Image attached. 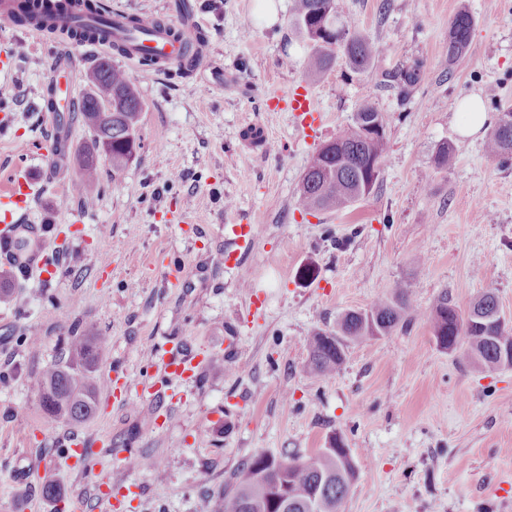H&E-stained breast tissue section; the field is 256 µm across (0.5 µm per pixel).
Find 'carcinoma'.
<instances>
[{"mask_svg": "<svg viewBox=\"0 0 512 512\" xmlns=\"http://www.w3.org/2000/svg\"><path fill=\"white\" fill-rule=\"evenodd\" d=\"M340 0H295L291 27L308 40L310 53L306 71L318 77L338 58L346 60L356 74L372 72L385 55L379 41L357 31ZM20 25L37 24L54 32L51 15L32 0H23L13 13ZM474 18L462 9L448 27V61L464 57L470 47ZM202 37L190 33L183 43L180 72L194 70L200 56L190 53ZM399 91L419 79L417 69H396L384 73ZM143 104L128 73L109 58H102L91 70L90 87L79 112L90 134L89 145L80 155V176L93 184L98 180L100 157L112 163V180L121 177L135 159L140 142L138 130ZM390 115L371 104L362 105L352 124L322 144L310 157L296 193L297 209L306 213L344 210L370 195L378 186L387 163L386 134ZM485 149L492 157H512V105L500 110L486 137ZM455 151L448 144L436 155L435 165L447 170L454 164ZM499 313L495 291L479 295L463 312L442 293L427 318L436 345L453 352L464 347L465 356L485 367L502 364L500 350L512 346V327L497 324L488 329L482 318ZM421 315L409 292L400 288L390 299L376 302L367 312L349 310L333 331L317 330L308 341L309 368L330 375L341 368L346 349L352 343L389 334L400 323ZM71 361L46 368L38 380L40 405L54 420L80 423L95 412L99 382L96 366L103 346L101 338L88 333L73 336ZM356 471L349 449L341 440L299 458H277L265 452L251 456L231 477L232 493L221 492L211 501V512H341Z\"/></svg>", "mask_w": 512, "mask_h": 512, "instance_id": "1", "label": "carcinoma"}]
</instances>
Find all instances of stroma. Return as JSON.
I'll list each match as a JSON object with an SVG mask.
<instances>
[{"label":"stroma","mask_w":512,"mask_h":512,"mask_svg":"<svg viewBox=\"0 0 512 512\" xmlns=\"http://www.w3.org/2000/svg\"><path fill=\"white\" fill-rule=\"evenodd\" d=\"M208 36L195 73L126 70L143 102L141 149L120 179L108 159L97 183L79 175L89 134L78 113L44 112L49 78L77 95L98 56L71 47L76 75L52 74L54 39L0 25L15 46V76L0 85V187L32 177L37 194L18 218L22 237L48 238L57 268L0 270V512H48L54 500L28 479L88 498L112 478L140 485L118 512H208L213 493L252 455H309L343 440L356 479L343 512H512V368L490 371L439 349L423 316L441 293L468 308L495 290L512 325V160L488 157L485 132L457 133L459 99L481 96L489 123L512 105V0H341L363 35L382 42L373 75L337 61L309 78L310 51L291 28L294 0L265 26L261 0H198ZM475 19L460 61L448 60V25ZM419 67L409 95L383 72ZM309 83L325 124L313 135L270 96ZM372 104L389 113L388 161L379 187L342 212L302 215L297 188L310 155ZM265 127L251 137L248 124ZM64 152H53L56 142ZM456 150L452 169L434 156ZM256 223L253 251L232 268L217 256L224 227ZM421 314L391 334L351 345L332 376L308 368L307 340L349 310L396 289ZM104 337L96 411L81 423L48 420L42 370L67 360L69 332ZM40 339L37 348L29 337ZM180 346L206 362L156 402L113 404L107 382H160L154 360ZM169 424H149L157 406ZM90 468L65 459L70 438ZM151 457L144 469L116 449Z\"/></svg>","instance_id":"35a3bbf8"}]
</instances>
